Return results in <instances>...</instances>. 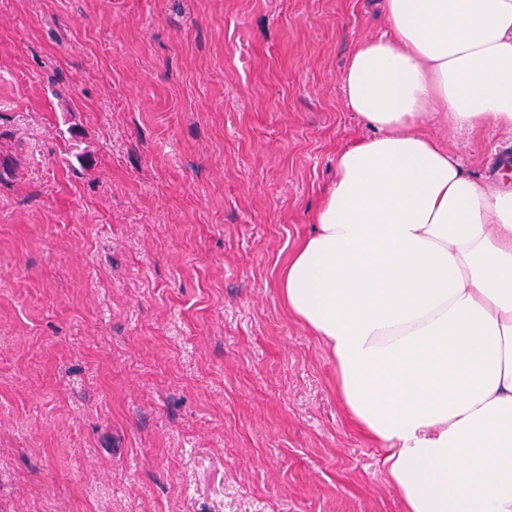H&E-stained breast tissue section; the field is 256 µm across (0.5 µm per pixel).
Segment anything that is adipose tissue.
Masks as SVG:
<instances>
[{
    "instance_id": "obj_1",
    "label": "adipose tissue",
    "mask_w": 512,
    "mask_h": 512,
    "mask_svg": "<svg viewBox=\"0 0 512 512\" xmlns=\"http://www.w3.org/2000/svg\"><path fill=\"white\" fill-rule=\"evenodd\" d=\"M344 100L373 130L279 287L327 345L350 422L403 512H512V189L479 184L430 116L512 130V0H386Z\"/></svg>"
}]
</instances>
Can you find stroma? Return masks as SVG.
Wrapping results in <instances>:
<instances>
[{
	"label": "stroma",
	"mask_w": 512,
	"mask_h": 512,
	"mask_svg": "<svg viewBox=\"0 0 512 512\" xmlns=\"http://www.w3.org/2000/svg\"><path fill=\"white\" fill-rule=\"evenodd\" d=\"M385 0H0V512H403L285 307ZM426 132L485 186L494 123Z\"/></svg>",
	"instance_id": "35a3bbf8"
}]
</instances>
